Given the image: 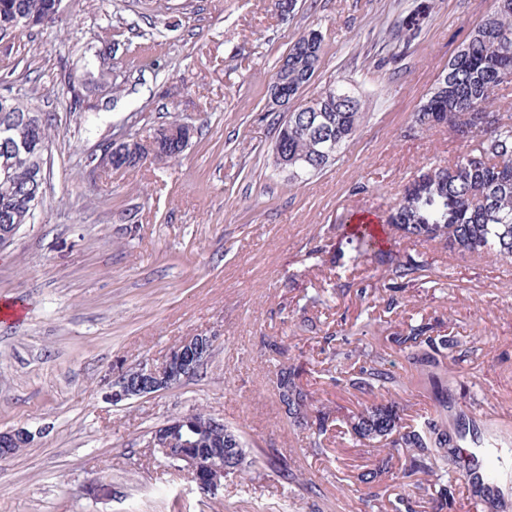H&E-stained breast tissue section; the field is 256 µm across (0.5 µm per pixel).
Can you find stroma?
Listing matches in <instances>:
<instances>
[{"label": "stroma", "instance_id": "obj_1", "mask_svg": "<svg viewBox=\"0 0 512 512\" xmlns=\"http://www.w3.org/2000/svg\"><path fill=\"white\" fill-rule=\"evenodd\" d=\"M416 2L298 0L283 16L271 0H62L51 26L0 36V96L44 113L49 133L44 202L0 248V302L25 307L0 318V431L33 434L0 460V512H396L402 496L414 512H471L453 473L448 506L412 476L360 482L374 456L344 425L374 400L349 386L353 368L376 350L409 378L391 338L419 324L453 338L456 378L444 394L399 392L403 424L442 399L452 432L477 397L512 409V260L400 240L395 254L427 270L393 294L387 256H358L345 237L460 150L412 116L495 0H425L420 35L394 55L398 16ZM311 30L323 53L303 97L349 83L366 118L335 164L291 182L273 166L267 89ZM172 121L192 128L176 160L98 169L107 144ZM197 333L216 342L196 375L112 403L120 368L159 364ZM292 364L338 418L323 436L281 408L276 374ZM198 408L240 429L251 455L291 459L295 478L265 469L203 496L148 446Z\"/></svg>", "mask_w": 512, "mask_h": 512}]
</instances>
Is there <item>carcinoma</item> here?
I'll list each match as a JSON object with an SVG mask.
<instances>
[{"label":"carcinoma","mask_w":512,"mask_h":512,"mask_svg":"<svg viewBox=\"0 0 512 512\" xmlns=\"http://www.w3.org/2000/svg\"><path fill=\"white\" fill-rule=\"evenodd\" d=\"M62 0H0V34L7 35L34 25H48L59 13ZM495 10L472 30L466 45L449 61L433 88L413 114V126L422 131L444 127L461 138V150L446 167L430 169L410 181L402 198L390 209L385 224L391 231L417 242L438 241L461 254L485 253L490 257H512V115L495 109L496 91L512 83V0H496ZM428 6L418 4L396 24V36L410 42L419 33ZM308 43L289 47L288 67L295 74L294 92L308 86L317 67L311 65ZM12 109L0 111V126L10 124V142H0V228L8 223L21 228L35 218L46 179L47 124L42 114L18 98L8 99ZM321 116L308 120V113L279 123L273 157L282 152L305 166L307 173L320 172L341 154L347 141L362 125L365 112L359 96L349 86L318 102ZM334 139L332 155L322 159L316 141ZM126 144L141 151L138 160L162 162L178 157L187 142L169 141L163 153L148 156L144 141L132 138ZM390 290L401 289L419 278L425 265L389 257ZM429 327L411 326L394 337L407 362L430 368V383L446 390L454 376L453 364L442 349L444 336H429ZM350 386L372 393L389 390L396 377L384 368L378 354L360 367ZM277 389L285 415L313 427L323 435L334 422L332 411L313 406L299 381L298 369L283 366L277 374ZM353 445L387 440L391 452L376 459L367 476L381 474L396 479L399 474L439 477V462L448 459L447 419L443 413L416 427L402 425L396 402L373 403L349 418ZM193 450L203 459L219 456L233 463L235 474L255 465L242 437L229 426L224 432H206L195 427Z\"/></svg>","instance_id":"cac0c4a2"}]
</instances>
